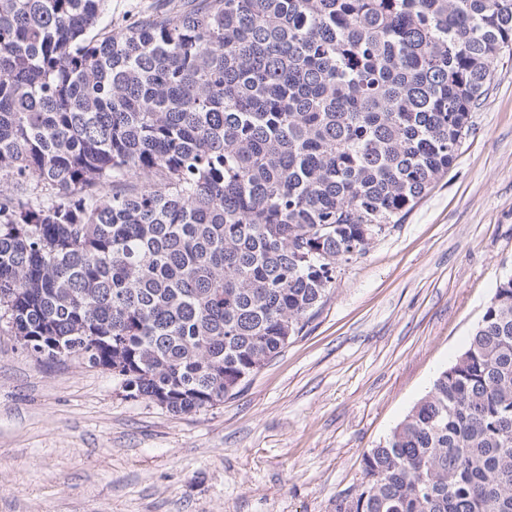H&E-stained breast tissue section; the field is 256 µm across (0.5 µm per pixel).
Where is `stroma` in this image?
<instances>
[{"mask_svg":"<svg viewBox=\"0 0 512 512\" xmlns=\"http://www.w3.org/2000/svg\"><path fill=\"white\" fill-rule=\"evenodd\" d=\"M448 173L339 265L318 315L208 411L0 331V512H336L512 273V55Z\"/></svg>","mask_w":512,"mask_h":512,"instance_id":"35a3bbf8","label":"stroma"}]
</instances>
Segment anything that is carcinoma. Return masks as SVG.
Returning a JSON list of instances; mask_svg holds the SVG:
<instances>
[{
    "mask_svg": "<svg viewBox=\"0 0 512 512\" xmlns=\"http://www.w3.org/2000/svg\"><path fill=\"white\" fill-rule=\"evenodd\" d=\"M512 0H0V328L205 411L448 172ZM336 512H512V274ZM157 0H112V26L131 22L139 14L151 10Z\"/></svg>",
    "mask_w": 512,
    "mask_h": 512,
    "instance_id": "carcinoma-1",
    "label": "carcinoma"
}]
</instances>
